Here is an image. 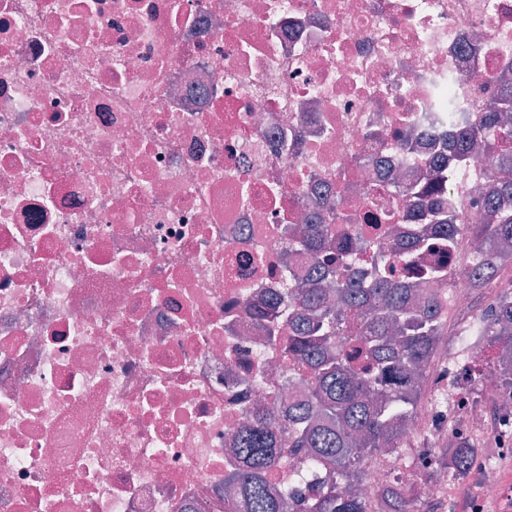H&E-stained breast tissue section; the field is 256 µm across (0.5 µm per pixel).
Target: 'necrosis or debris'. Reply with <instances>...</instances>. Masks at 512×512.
I'll use <instances>...</instances> for the list:
<instances>
[{
	"label": "necrosis or debris",
	"mask_w": 512,
	"mask_h": 512,
	"mask_svg": "<svg viewBox=\"0 0 512 512\" xmlns=\"http://www.w3.org/2000/svg\"><path fill=\"white\" fill-rule=\"evenodd\" d=\"M512 82V0H0V512H230V439L309 395L254 306L310 274L286 224L342 195L366 269L421 205L483 221L451 147ZM444 177L424 195L433 162ZM439 292L469 309L458 266ZM408 436L483 430L452 351ZM444 483L396 461L374 500Z\"/></svg>",
	"instance_id": "necrosis-or-debris-1"
}]
</instances>
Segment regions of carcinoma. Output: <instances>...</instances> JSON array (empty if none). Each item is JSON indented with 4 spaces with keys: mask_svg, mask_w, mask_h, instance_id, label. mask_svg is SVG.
Masks as SVG:
<instances>
[{
    "mask_svg": "<svg viewBox=\"0 0 512 512\" xmlns=\"http://www.w3.org/2000/svg\"><path fill=\"white\" fill-rule=\"evenodd\" d=\"M512 110V94L486 113L478 129L458 135L453 155L463 166L484 151L498 171L485 193L489 223H455V206L428 208L425 224L408 238L398 257H385L370 274L356 280L333 279L332 273L352 251L353 242L336 234V224L313 216L300 230L285 229L288 245L316 258L313 275L289 291L282 305L258 307L271 330L285 324L295 330L288 351L310 367L313 386L308 402L281 412L261 411L236 437L237 466L224 479L240 512H286L296 489L284 485L274 494L266 474L285 449L309 461L307 475L317 489L304 500L302 512H375L373 503L354 496L349 487L363 479L368 463L400 455L405 423L415 414L436 359L448 312L439 296L422 281L401 278L398 266H410L424 252L453 242L459 232L482 251L459 270L475 288H488L498 271L512 263V129L502 123ZM488 337L489 364L496 379L512 388V291L503 289L489 313L477 315L463 330ZM478 443L462 442L433 450L436 465L454 479L467 477ZM389 512H410L411 494L398 486L380 493Z\"/></svg>",
    "mask_w": 512,
    "mask_h": 512,
    "instance_id": "cac0c4a2",
    "label": "carcinoma"
}]
</instances>
